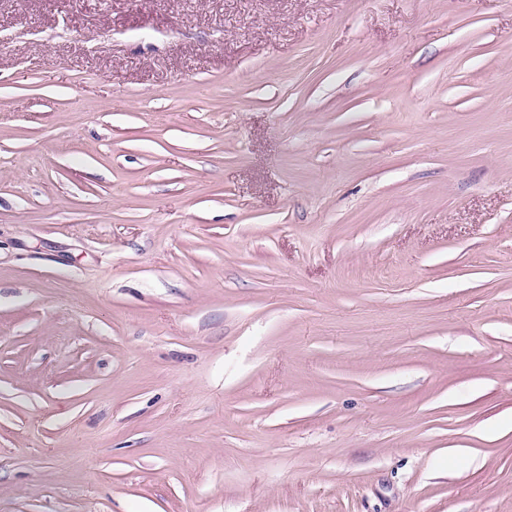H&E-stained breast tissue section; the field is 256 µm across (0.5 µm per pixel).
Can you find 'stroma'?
<instances>
[{
	"mask_svg": "<svg viewBox=\"0 0 512 512\" xmlns=\"http://www.w3.org/2000/svg\"><path fill=\"white\" fill-rule=\"evenodd\" d=\"M0 512H512V0H0Z\"/></svg>",
	"mask_w": 512,
	"mask_h": 512,
	"instance_id": "stroma-1",
	"label": "stroma"
}]
</instances>
